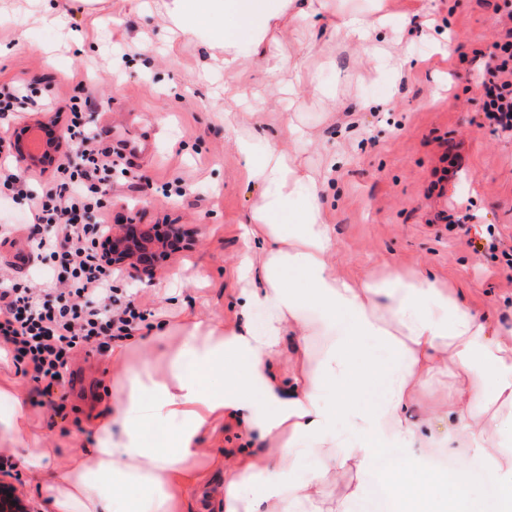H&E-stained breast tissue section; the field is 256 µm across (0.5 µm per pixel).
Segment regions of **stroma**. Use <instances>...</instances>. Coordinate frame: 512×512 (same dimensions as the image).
Returning <instances> with one entry per match:
<instances>
[{
	"mask_svg": "<svg viewBox=\"0 0 512 512\" xmlns=\"http://www.w3.org/2000/svg\"><path fill=\"white\" fill-rule=\"evenodd\" d=\"M166 0H153L145 13L121 0H103L88 15L81 0H58L61 22L42 21L41 0H0V85L32 82L57 104L74 95L65 75L78 74L99 106L86 113L93 130H108V146L123 152L126 174L113 178L110 221L125 223L126 208H140L143 223L182 224L192 249L170 255L152 276L119 277L121 301L137 300L150 309L145 326L126 340L128 365L144 362L143 341L160 322L175 325L184 310L224 326L240 320L238 256L241 224L260 188L246 177L235 147L236 136L270 142L297 156L315 177H327L324 220L332 228L333 261L343 277L428 271L503 324L512 323V283L504 259L476 258L466 240L449 233L431 216L451 207L465 219L468 238L485 236L487 227L512 235V140L479 123L476 82L495 29L498 0H384L391 25L378 47L394 66L379 67L352 41L333 33L337 13L363 6L364 0H334L315 27L282 23L268 36V57L324 61L315 82L285 99L265 59H249L234 85L252 96L237 108L232 127L224 125V70L217 52L196 38L171 40ZM127 60L117 59V51ZM303 130L289 140L287 125ZM462 141V169L442 197H426L431 172L442 153L441 141ZM339 162L325 168L330 155ZM186 180L184 197L166 198L164 185ZM0 224L20 230L0 244V266L27 251L28 218L9 199H0ZM120 376L112 356L102 353L78 362L68 403L78 410L82 430H65L49 404L40 403L33 384L11 361L0 360V380L28 391V415L42 447L52 449L53 465H65L93 446V408L113 406ZM203 454L190 461L209 470V487L224 483L210 470L212 458L233 463L243 449L261 447L233 417L202 431ZM24 449L0 443V464L15 466L19 477L0 473L32 512H45L40 478L25 471Z\"/></svg>",
	"mask_w": 512,
	"mask_h": 512,
	"instance_id": "1",
	"label": "stroma"
}]
</instances>
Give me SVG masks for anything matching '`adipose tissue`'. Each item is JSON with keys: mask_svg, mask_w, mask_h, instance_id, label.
I'll return each instance as SVG.
<instances>
[{"mask_svg": "<svg viewBox=\"0 0 512 512\" xmlns=\"http://www.w3.org/2000/svg\"><path fill=\"white\" fill-rule=\"evenodd\" d=\"M328 9L329 0H168L166 20L170 32L220 49L230 75L243 60L264 55L282 18L310 23ZM383 21L352 10L340 15L338 33L367 46ZM236 148L260 188L242 226L239 271L247 286L240 325L206 326L187 312L176 351L155 335L145 351L164 362V371L125 372L117 407L95 420L90 460L56 469L27 423L26 394L0 383V399L10 406L0 429L26 447L28 466L51 468L43 486L51 512H112L105 482L135 487L126 512H179V491L205 479L187 465L200 452V432L228 412L241 414L268 446L225 469L224 512H351L361 487L336 498L329 485L367 467L377 448L400 459L392 481L409 505L415 492L447 488L424 464L434 446L460 472L480 468L505 489L500 512H512V326L491 321L421 272L338 276L322 183L275 145L241 139ZM289 332L299 346L285 385L274 361ZM218 372L226 379L220 390L209 384ZM441 372L454 380L441 413L448 427L426 436L405 411ZM161 421L173 426L167 442L146 446V429ZM304 455L316 465L276 484L277 474L296 469ZM260 476L273 484L262 498L255 495Z\"/></svg>", "mask_w": 512, "mask_h": 512, "instance_id": "adipose-tissue-1", "label": "adipose tissue"}]
</instances>
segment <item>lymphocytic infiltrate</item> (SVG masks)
I'll use <instances>...</instances> for the list:
<instances>
[{
    "label": "lymphocytic infiltrate",
    "mask_w": 512,
    "mask_h": 512,
    "mask_svg": "<svg viewBox=\"0 0 512 512\" xmlns=\"http://www.w3.org/2000/svg\"><path fill=\"white\" fill-rule=\"evenodd\" d=\"M497 30L479 74L480 113L495 134L512 138V0L497 6ZM91 98H70L53 108L31 83L0 88V117L53 112L66 121L74 157L58 160L47 188L32 190L13 165L0 166V188L29 216L30 247L47 267L35 288L0 266V347L56 414L66 409L65 379L79 355H93L132 337L146 320L135 301L119 302L113 288L119 269L97 249L104 232L114 174L122 152L104 147L84 118Z\"/></svg>",
    "instance_id": "lymphocytic-infiltrate-1"
}]
</instances>
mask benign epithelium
I'll return each instance as SVG.
<instances>
[{
  "label": "benign epithelium",
  "instance_id": "obj_1",
  "mask_svg": "<svg viewBox=\"0 0 512 512\" xmlns=\"http://www.w3.org/2000/svg\"><path fill=\"white\" fill-rule=\"evenodd\" d=\"M70 150L67 132L62 130L44 155H31L21 141H13L12 154L24 166L38 164L50 167L60 155ZM175 224L166 225L168 235L155 234L154 225L139 224L137 217L129 218L126 224H114L98 242V249L105 259L113 265L127 270L137 278L146 277L153 272L155 264L168 252L174 240ZM0 512H29L22 501L13 494V489L0 484Z\"/></svg>",
  "mask_w": 512,
  "mask_h": 512
}]
</instances>
